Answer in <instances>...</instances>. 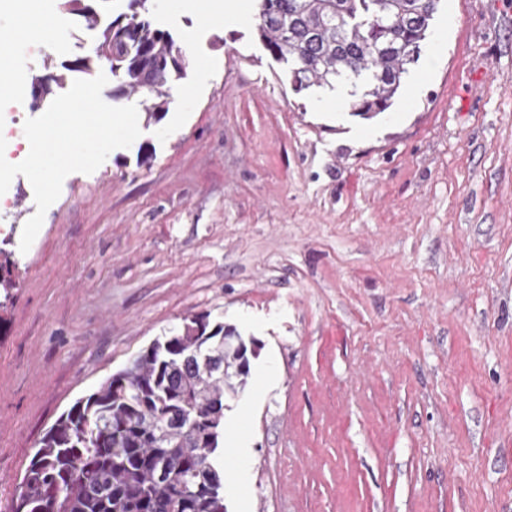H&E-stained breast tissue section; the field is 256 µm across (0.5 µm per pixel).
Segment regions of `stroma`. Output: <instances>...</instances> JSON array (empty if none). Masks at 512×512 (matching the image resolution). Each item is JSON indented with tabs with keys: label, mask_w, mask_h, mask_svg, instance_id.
<instances>
[{
	"label": "stroma",
	"mask_w": 512,
	"mask_h": 512,
	"mask_svg": "<svg viewBox=\"0 0 512 512\" xmlns=\"http://www.w3.org/2000/svg\"><path fill=\"white\" fill-rule=\"evenodd\" d=\"M256 15L154 0L186 76L25 253L12 180L0 512L60 414L197 314L258 350L224 400L226 512H512V0H439L370 119L295 91Z\"/></svg>",
	"instance_id": "obj_1"
}]
</instances>
